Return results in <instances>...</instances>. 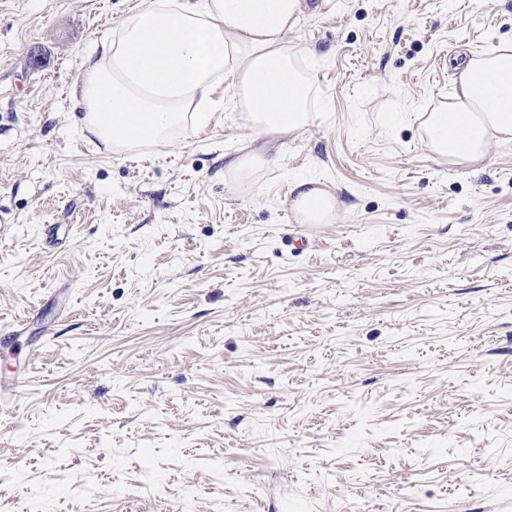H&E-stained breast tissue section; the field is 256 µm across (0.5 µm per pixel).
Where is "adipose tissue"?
Here are the masks:
<instances>
[{"instance_id":"obj_1","label":"adipose tissue","mask_w":512,"mask_h":512,"mask_svg":"<svg viewBox=\"0 0 512 512\" xmlns=\"http://www.w3.org/2000/svg\"><path fill=\"white\" fill-rule=\"evenodd\" d=\"M304 15L305 0H136L83 55L72 92L80 133L117 154L165 147L228 100L253 133L302 134L314 118L313 85L288 36ZM423 126L434 160L460 168L511 141L512 41L459 65L452 96ZM292 191L300 221L323 223L338 208L316 180Z\"/></svg>"}]
</instances>
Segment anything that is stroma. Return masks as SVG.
I'll list each match as a JSON object with an SVG mask.
<instances>
[{
    "mask_svg": "<svg viewBox=\"0 0 512 512\" xmlns=\"http://www.w3.org/2000/svg\"><path fill=\"white\" fill-rule=\"evenodd\" d=\"M135 2L0 0V512H512V141L418 119L512 0H308L303 134L228 104L130 158L70 90ZM314 179L295 181L291 207L297 218L308 224H321L335 214L339 201L330 190L317 186Z\"/></svg>",
    "mask_w": 512,
    "mask_h": 512,
    "instance_id": "stroma-1",
    "label": "stroma"
}]
</instances>
